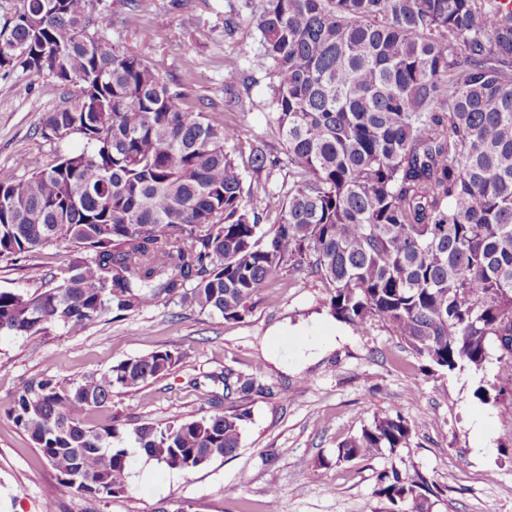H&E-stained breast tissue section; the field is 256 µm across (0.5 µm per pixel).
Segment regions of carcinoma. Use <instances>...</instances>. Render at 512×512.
Wrapping results in <instances>:
<instances>
[{
  "label": "carcinoma",
  "instance_id": "carcinoma-1",
  "mask_svg": "<svg viewBox=\"0 0 512 512\" xmlns=\"http://www.w3.org/2000/svg\"><path fill=\"white\" fill-rule=\"evenodd\" d=\"M261 2L254 65L271 78L282 150L249 145L247 187L239 127L212 123L146 61L106 48L92 0H21L0 69L76 87L41 134L83 147L0 169V260L57 242L80 255L54 287L0 290V332L86 326L161 297L240 320L285 273L310 274L355 331L378 318L449 372L493 358L498 395L512 396V11L498 0ZM284 169L288 191L270 190ZM180 361L156 350L101 376L32 380L8 415L61 483L109 499L127 492L135 456L192 472L237 452L252 396L287 398L226 366L214 377L222 412L86 425L113 389ZM411 434L401 415L377 416L336 461L408 448ZM380 482L390 512H431L437 492L422 474Z\"/></svg>",
  "mask_w": 512,
  "mask_h": 512
}]
</instances>
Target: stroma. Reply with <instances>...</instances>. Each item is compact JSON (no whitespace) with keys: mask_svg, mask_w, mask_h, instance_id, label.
Wrapping results in <instances>:
<instances>
[{"mask_svg":"<svg viewBox=\"0 0 512 512\" xmlns=\"http://www.w3.org/2000/svg\"><path fill=\"white\" fill-rule=\"evenodd\" d=\"M109 47L138 55L184 85L188 104L217 123H232L243 144H281L269 121L270 77L252 60L261 33L253 18L261 0H94ZM240 25L235 36L224 21ZM243 75L230 82L225 60ZM239 98L226 109L229 95ZM66 90L47 76L0 70V168L20 156L49 158L80 148L73 137L43 138L47 112ZM76 251L43 248L16 263L0 261V289L33 292L58 285ZM304 336H296V329ZM158 349L180 352L164 377L134 391L114 389L108 407L88 425L134 428L213 414L224 367L286 388L288 399L254 397L234 457L184 473L138 462L127 494L108 500L77 495L6 414L14 394L32 379L60 382L104 373ZM496 360L480 370L429 368L381 322L356 332L333 313L319 280L287 274L262 289L241 321L160 301L45 335H0V512H267L266 490L281 492L280 512H388L377 493L381 473L418 471L441 489L433 512H512V402L498 399ZM402 415L411 445L370 461L337 462L338 446L374 417ZM329 460L326 468L317 459Z\"/></svg>","mask_w":512,"mask_h":512,"instance_id":"1","label":"stroma"}]
</instances>
